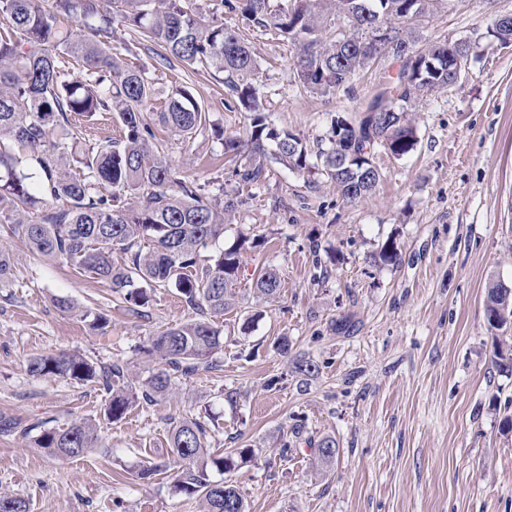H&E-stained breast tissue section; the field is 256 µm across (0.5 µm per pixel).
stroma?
I'll list each match as a JSON object with an SVG mask.
<instances>
[{"label": "stroma", "instance_id": "35a3bbf8", "mask_svg": "<svg viewBox=\"0 0 512 512\" xmlns=\"http://www.w3.org/2000/svg\"><path fill=\"white\" fill-rule=\"evenodd\" d=\"M512 14V0H457L416 30L419 45L484 31ZM260 58L257 83L276 126L316 144L331 118L359 117L380 83L400 67L382 57L355 76L350 92L325 97L296 83L294 52L271 33L248 31ZM150 69L160 111L172 88L188 85L211 124L193 143L163 133L179 176L210 196L241 202L225 219L224 242L261 236L243 258L240 307L225 314L221 367L181 382L182 394L117 421L104 419L93 387L28 371L33 357L79 353L98 363L124 359L140 377L159 364L134 348L190 311L172 288H158L144 315L119 308L92 274L31 252L0 224V249L14 275L0 288V416L40 431L87 418L100 447L56 459L30 438L0 435V493L25 499L30 512H199L175 492L172 472L142 480L143 465L171 457L174 421L210 414L219 426L210 448H251L235 471L247 512H512V376L497 372L484 321L488 282L512 286V45L481 42L450 89L424 97L418 143L397 159L379 152L381 179L365 200L343 201L325 176L274 164L257 185L239 187L241 158L224 139L242 134L246 113L228 108L224 88L136 48ZM395 239L400 260L368 257ZM277 268L281 287L257 301L256 268ZM108 315L99 331L60 311L55 298ZM261 311L249 331L245 312ZM287 337L288 352L277 347ZM318 366L295 373L296 359ZM239 391L236 405L224 400ZM335 438V462L318 466L311 442Z\"/></svg>", "mask_w": 512, "mask_h": 512}]
</instances>
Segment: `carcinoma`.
Returning <instances> with one entry per match:
<instances>
[{"mask_svg":"<svg viewBox=\"0 0 512 512\" xmlns=\"http://www.w3.org/2000/svg\"><path fill=\"white\" fill-rule=\"evenodd\" d=\"M188 0H55L46 10L39 0H0V223L31 251L91 272L134 314L152 302L156 288H175L192 317L148 339L145 352L163 367L136 384L128 362L97 363L80 354L41 355L29 362L36 376L91 384L105 394L104 415L114 421L135 406H150L175 393L177 382L200 370H217L215 354L224 349V331L215 324L239 305L237 283L243 251L255 240L240 234L199 263L198 253L224 238V211L234 199L218 200L186 178L175 176L162 155L154 128L189 142L209 124L207 112L186 85L172 89L160 112H149L155 95L144 65L125 61L111 46L115 25L148 42L157 55L172 58L193 72L220 75L225 95L247 112V140L224 139V152L248 151L238 172L245 185L256 184L269 162L301 174L314 170L336 185L344 201L354 203L375 190L380 172L376 150L390 142L401 158L418 142L413 114L431 92L453 80L450 57L478 44L435 42L403 61L393 82L383 83L362 109V117L337 116L329 146L310 161L311 150L299 135L268 120L252 76L258 57L241 35L243 28L272 31L294 48L293 70L299 83L322 96L347 92L354 76L375 59L362 48L368 22L379 18L411 46L415 31L447 0H214L210 18L189 8ZM70 18L76 32L64 26ZM512 39V24L495 18L479 39ZM83 67L71 78L69 60ZM121 125L120 137L90 139L99 117ZM41 171L31 182L30 163ZM127 255L112 263V251ZM376 265L399 261L396 243L387 241L370 256ZM277 269L255 272L257 296L271 301L280 290ZM505 285L486 287L485 318L495 335L493 363L512 373V298L503 303ZM32 428L0 417V434L28 435ZM212 427L201 418L173 423L168 444L180 463L175 490L199 499L201 512H247L245 500L229 480H213L210 471L233 473L255 459L252 448L209 452ZM99 445L97 424L88 419L45 429L34 447L54 458H72ZM336 439L317 441L321 466L336 458ZM0 512H29L19 497L0 493Z\"/></svg>","mask_w":512,"mask_h":512,"instance_id":"1","label":"carcinoma"}]
</instances>
